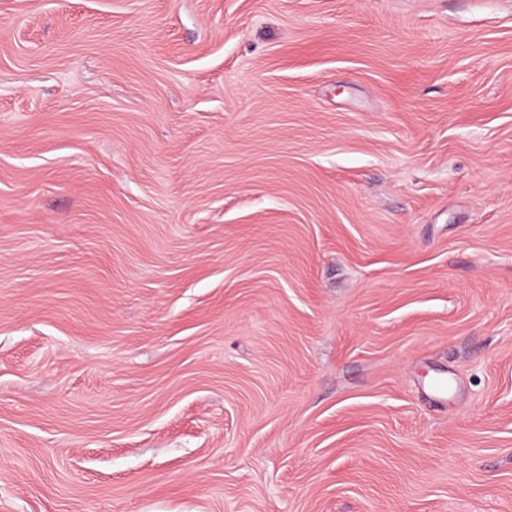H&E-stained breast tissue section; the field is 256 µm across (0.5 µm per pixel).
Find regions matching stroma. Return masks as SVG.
Masks as SVG:
<instances>
[{"mask_svg": "<svg viewBox=\"0 0 512 512\" xmlns=\"http://www.w3.org/2000/svg\"><path fill=\"white\" fill-rule=\"evenodd\" d=\"M0 512H512V0H0Z\"/></svg>", "mask_w": 512, "mask_h": 512, "instance_id": "35a3bbf8", "label": "stroma"}]
</instances>
